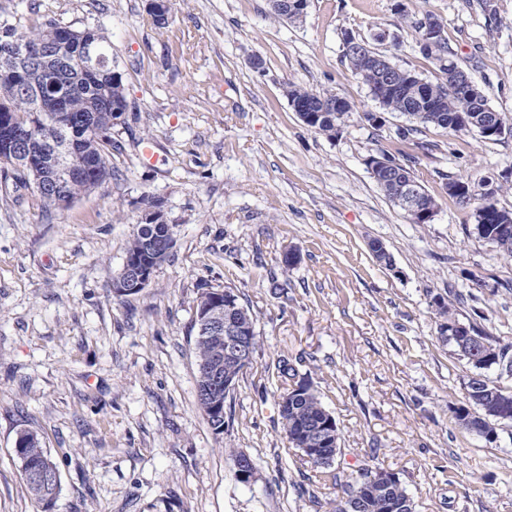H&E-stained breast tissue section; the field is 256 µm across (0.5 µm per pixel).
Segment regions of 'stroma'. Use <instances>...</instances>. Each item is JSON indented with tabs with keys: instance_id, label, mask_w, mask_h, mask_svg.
Returning <instances> with one entry per match:
<instances>
[{
	"instance_id": "obj_1",
	"label": "stroma",
	"mask_w": 512,
	"mask_h": 512,
	"mask_svg": "<svg viewBox=\"0 0 512 512\" xmlns=\"http://www.w3.org/2000/svg\"><path fill=\"white\" fill-rule=\"evenodd\" d=\"M17 2L0 0V14L100 29L130 110L112 129L111 180L70 207L47 215L32 189L0 185V512H35L15 452L24 429L59 471L51 512H335L367 468L394 473L415 512H512V421L491 442L455 421L475 369L440 337L432 304L462 293L453 315L512 347V258L446 188L488 180L512 209V135L383 112L343 58L345 34L384 29L377 50L437 82L410 26L432 16L512 127V0H308L296 23L269 0H174L161 27L149 0ZM288 82L351 105L335 134L300 120ZM382 151L435 198L431 223L379 188L367 161ZM147 196L175 244L146 288L118 297ZM224 288L254 315L259 345L217 435L197 401L193 321L201 293ZM283 358L336 419L329 472L288 445ZM238 452L257 465L251 483L234 475Z\"/></svg>"
}]
</instances>
